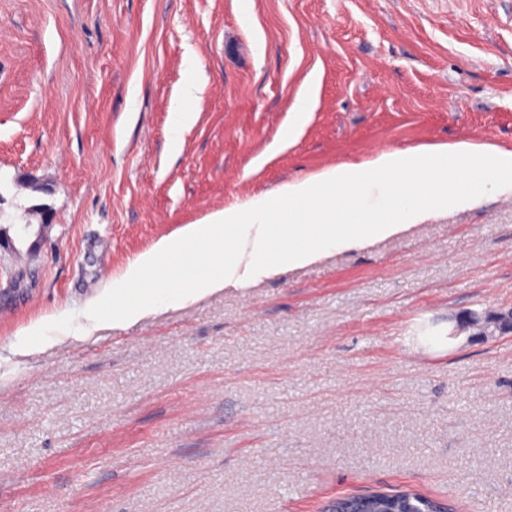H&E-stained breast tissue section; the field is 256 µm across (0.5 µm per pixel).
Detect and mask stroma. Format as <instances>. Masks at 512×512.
Instances as JSON below:
<instances>
[{
    "instance_id": "obj_1",
    "label": "stroma",
    "mask_w": 512,
    "mask_h": 512,
    "mask_svg": "<svg viewBox=\"0 0 512 512\" xmlns=\"http://www.w3.org/2000/svg\"><path fill=\"white\" fill-rule=\"evenodd\" d=\"M463 140L512 149V0H0V512H512V196L17 351L184 225ZM197 92L196 84L190 82L182 92L183 104L176 112H171L170 126L172 141L175 145L180 144L183 130L189 127L196 119L197 102L199 99ZM311 111V98L309 96L301 97L293 111L292 118L288 123V130L285 133L288 141L293 140L300 133ZM331 512H408L397 509V502L380 498L337 500L331 506Z\"/></svg>"
}]
</instances>
